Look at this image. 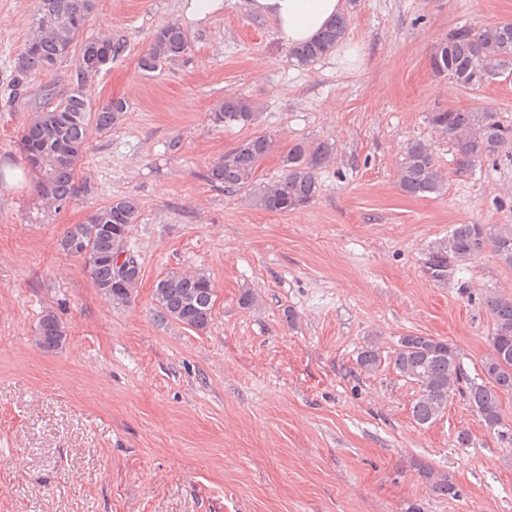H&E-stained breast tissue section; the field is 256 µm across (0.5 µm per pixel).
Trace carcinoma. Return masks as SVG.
Listing matches in <instances>:
<instances>
[{
    "label": "carcinoma",
    "mask_w": 512,
    "mask_h": 512,
    "mask_svg": "<svg viewBox=\"0 0 512 512\" xmlns=\"http://www.w3.org/2000/svg\"><path fill=\"white\" fill-rule=\"evenodd\" d=\"M96 8V0H37L35 35L17 57L15 71L19 82L33 74L49 73L62 59V39L74 41L83 33ZM350 23L346 13L337 17L313 41L291 49V57L300 65H310L327 56L345 37ZM191 49L183 28L167 23L153 33L139 67L154 73L167 61L183 57ZM125 51L124 42L115 39L87 38L78 57L80 75L102 71ZM432 70L448 75L465 88L481 84L473 76L480 63L490 65L494 73L512 70V23L483 26L477 30L461 26L433 48ZM126 109L120 98L95 108L76 85L60 97L46 93L40 111L22 129L19 144L32 169L38 174V194L49 210H60L84 192L76 183L75 172L87 150L90 131L105 132L119 121ZM257 103L241 94H230L210 113L216 126H247L257 116ZM432 124L448 135L459 169L466 170L484 162L496 163L512 128L504 126L497 113L448 109L431 113ZM273 148L263 134L242 140L208 170L207 181L226 191L247 189L256 207L268 212H286L311 203L319 191L318 172L336 152V145L320 141L294 144L284 159V173L275 181L256 183V172ZM398 186L409 196L439 194L445 186L433 149L420 140L407 143L398 169ZM139 207L132 198H121L91 211L80 224L66 228L60 246L67 254L84 261L95 288L117 306L130 304L136 293L141 265L126 249L131 228L139 221ZM512 266V227H487L483 224H455L433 246L428 271L439 281L448 274V263L479 257L487 249ZM128 254L124 278L116 279L112 259ZM214 288L203 273L171 271L155 286V315L162 323H178L196 330L205 329L212 319ZM485 307L494 319L491 349L481 362V381H463L457 348L443 338L409 335L400 338L393 355L382 358L380 348L371 342L358 352L360 369L373 372L386 361L398 376L416 384L419 391L411 404L415 423L427 428L441 419L448 400L465 384L464 394L484 426L500 436L508 432L501 423V380L512 382V299L488 295ZM39 345L55 351L66 339L59 319L45 314L36 327ZM415 469L436 495L455 498L457 485L446 474L417 461Z\"/></svg>",
    "instance_id": "obj_1"
}]
</instances>
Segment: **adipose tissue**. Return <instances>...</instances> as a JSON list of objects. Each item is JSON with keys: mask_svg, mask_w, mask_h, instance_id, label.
Masks as SVG:
<instances>
[{"mask_svg": "<svg viewBox=\"0 0 512 512\" xmlns=\"http://www.w3.org/2000/svg\"><path fill=\"white\" fill-rule=\"evenodd\" d=\"M259 16L276 24V36L294 47L315 39L344 11V0H252Z\"/></svg>", "mask_w": 512, "mask_h": 512, "instance_id": "adipose-tissue-1", "label": "adipose tissue"}]
</instances>
